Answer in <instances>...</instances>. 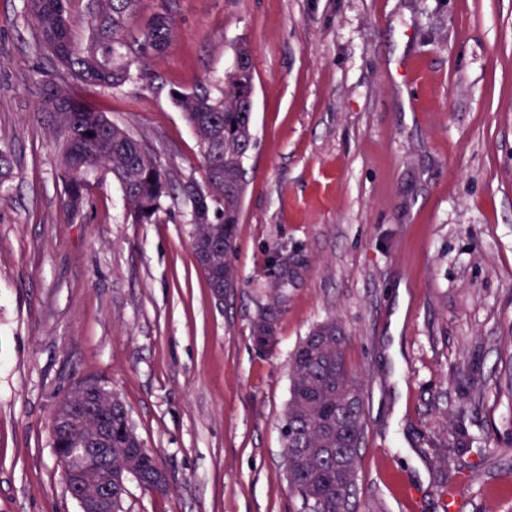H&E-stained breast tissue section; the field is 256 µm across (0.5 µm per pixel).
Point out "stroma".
Segmentation results:
<instances>
[{
    "label": "stroma",
    "mask_w": 512,
    "mask_h": 512,
    "mask_svg": "<svg viewBox=\"0 0 512 512\" xmlns=\"http://www.w3.org/2000/svg\"><path fill=\"white\" fill-rule=\"evenodd\" d=\"M152 84L80 96L140 138L175 181H203L173 91L215 84L250 50L254 146L232 262L216 303L184 199L125 219L111 177L79 215L37 116L59 67L23 0H0V512H79L52 448L64 395L93 376L130 410L169 475L129 484L125 512H301L283 459L289 356L340 321L366 398L356 512H512V0H168ZM308 268L277 341L251 322L280 245ZM486 386L467 467L445 446L454 372Z\"/></svg>",
    "instance_id": "obj_1"
}]
</instances>
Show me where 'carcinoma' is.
I'll use <instances>...</instances> for the list:
<instances>
[{
    "mask_svg": "<svg viewBox=\"0 0 512 512\" xmlns=\"http://www.w3.org/2000/svg\"><path fill=\"white\" fill-rule=\"evenodd\" d=\"M96 2L90 32L80 41L73 35L72 19L88 5L80 0H24L37 44L64 69L60 80L43 85L37 113L45 116L49 133L59 143L65 208L80 211L89 176L103 170L119 184L131 222L151 224L166 212L173 194L169 171L142 140L86 103L74 86L117 89L131 82L152 84L146 60L167 51L176 23L163 2L137 24L142 0ZM252 93V60L244 46L215 90L201 85L173 93L197 139L205 168L204 183L191 180L181 187L191 208V244L209 288L224 292L236 287L231 254L245 193L243 162L253 146L252 113L243 111V105ZM291 284L283 269L271 275L272 301L252 320L251 336L261 337L266 349L276 342L278 294ZM348 341L343 326L327 320L317 324L291 355L284 462L303 512H355L365 393L347 363ZM456 381L462 399L448 435V457L459 460L473 443L464 407L483 391V382L464 367L456 370ZM141 443L125 403L113 404L112 474L123 478L112 484L117 512H122L129 480L146 490L164 481L157 457L138 451Z\"/></svg>",
    "mask_w": 512,
    "mask_h": 512,
    "instance_id": "carcinoma-1",
    "label": "carcinoma"
}]
</instances>
